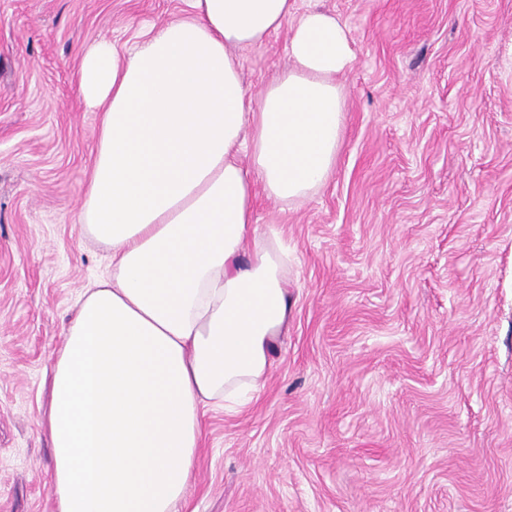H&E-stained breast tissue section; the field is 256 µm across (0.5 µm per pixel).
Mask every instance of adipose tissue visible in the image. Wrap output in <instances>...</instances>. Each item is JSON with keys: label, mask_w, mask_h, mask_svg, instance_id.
<instances>
[{"label": "adipose tissue", "mask_w": 512, "mask_h": 512, "mask_svg": "<svg viewBox=\"0 0 512 512\" xmlns=\"http://www.w3.org/2000/svg\"><path fill=\"white\" fill-rule=\"evenodd\" d=\"M188 2L128 54L95 41L77 71L103 114L80 224L112 271L54 359L56 512H172L186 497L205 408L252 400L288 322L289 254L253 236L256 194L305 198L336 166L347 27L295 0ZM288 20L292 64L251 100L233 51Z\"/></svg>", "instance_id": "obj_1"}]
</instances>
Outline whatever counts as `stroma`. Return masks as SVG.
<instances>
[{"label":"stroma","instance_id":"obj_1","mask_svg":"<svg viewBox=\"0 0 512 512\" xmlns=\"http://www.w3.org/2000/svg\"><path fill=\"white\" fill-rule=\"evenodd\" d=\"M183 0H0V512H56L41 423L85 284L100 125L91 43L125 53ZM347 26L336 168L258 196L293 255L288 329L240 412L206 408L174 512H512V0H296ZM288 29L235 57L260 94Z\"/></svg>","mask_w":512,"mask_h":512}]
</instances>
